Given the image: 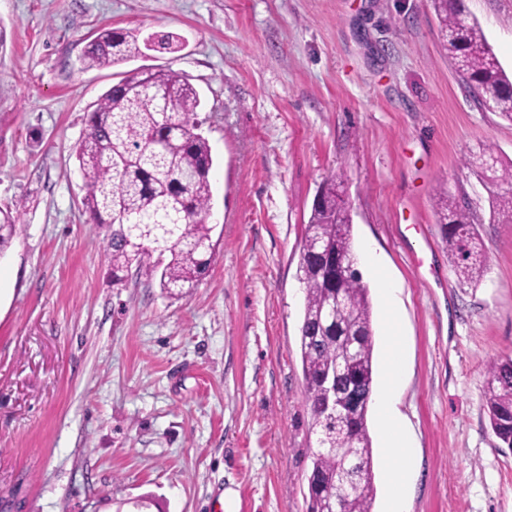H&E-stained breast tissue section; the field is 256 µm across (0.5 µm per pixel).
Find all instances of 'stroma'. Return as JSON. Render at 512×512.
I'll return each instance as SVG.
<instances>
[{
	"label": "stroma",
	"instance_id": "1",
	"mask_svg": "<svg viewBox=\"0 0 512 512\" xmlns=\"http://www.w3.org/2000/svg\"><path fill=\"white\" fill-rule=\"evenodd\" d=\"M465 6L511 74L512 0ZM104 27L182 48L85 68ZM144 63L190 79L212 149L214 251L183 298L113 284L83 205L88 115ZM485 144L512 158V123L459 81L433 0H0V208L21 212L0 255V512H307L297 269L335 170L354 249L398 288L410 512H512L484 398L512 356V223L464 165ZM442 189L481 218L478 287L448 262Z\"/></svg>",
	"mask_w": 512,
	"mask_h": 512
}]
</instances>
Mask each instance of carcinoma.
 <instances>
[{
    "mask_svg": "<svg viewBox=\"0 0 512 512\" xmlns=\"http://www.w3.org/2000/svg\"><path fill=\"white\" fill-rule=\"evenodd\" d=\"M445 31L448 57L479 103L512 122V79L503 70L464 0H434ZM154 50L175 53L178 40L154 35ZM147 41L112 28L100 29L83 57L87 68H108L143 55ZM200 94L170 68L129 74L104 93L89 115L88 132L76 148L83 172V204L97 224L112 226L106 257L118 283L133 268L171 294L196 287L209 270L214 245L207 224L211 209V146L199 132ZM468 168L493 187L490 215L512 221V159L485 147L471 154ZM331 173L311 208L299 252V281L305 303L300 328L302 371L311 429L317 448L308 477L307 512H324L338 499L344 512H372L376 496L368 406L354 416L325 407L323 384L336 361L351 368L336 376V386H354L368 396L374 384V332L369 287L356 272L336 280V255L353 256L351 216ZM436 206L448 258L459 284L475 288L486 270V256L471 210L448 192ZM17 233L16 217L0 210V253ZM341 290L348 301L339 320L325 312ZM485 403L490 426L512 448V358L487 368ZM352 463L357 474L336 482Z\"/></svg>",
    "mask_w": 512,
    "mask_h": 512,
    "instance_id": "carcinoma-1",
    "label": "carcinoma"
}]
</instances>
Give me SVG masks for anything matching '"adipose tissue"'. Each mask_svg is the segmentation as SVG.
I'll list each match as a JSON object with an SVG mask.
<instances>
[{"mask_svg":"<svg viewBox=\"0 0 512 512\" xmlns=\"http://www.w3.org/2000/svg\"><path fill=\"white\" fill-rule=\"evenodd\" d=\"M360 257L366 270L376 278L385 306L387 333L385 378L382 388L374 397L373 406L382 426L381 445L387 451L385 463L389 473V483L386 512H409L413 488V472L409 461L413 447L395 408L407 339L397 319L394 282L387 276L380 261L370 249H363Z\"/></svg>","mask_w":512,"mask_h":512,"instance_id":"1","label":"adipose tissue"}]
</instances>
